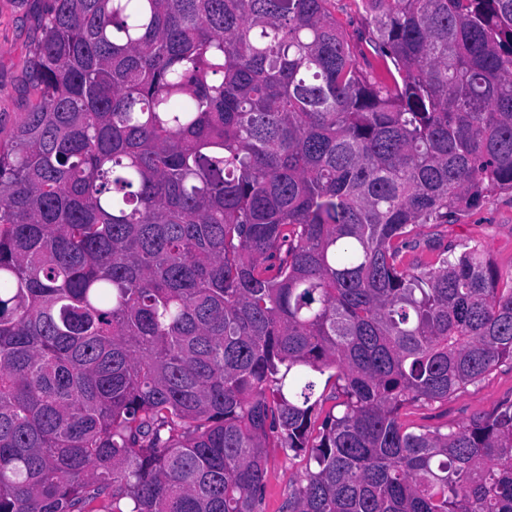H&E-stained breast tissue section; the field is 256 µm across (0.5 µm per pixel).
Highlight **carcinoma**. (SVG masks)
I'll return each mask as SVG.
<instances>
[{
    "instance_id": "carcinoma-1",
    "label": "carcinoma",
    "mask_w": 512,
    "mask_h": 512,
    "mask_svg": "<svg viewBox=\"0 0 512 512\" xmlns=\"http://www.w3.org/2000/svg\"><path fill=\"white\" fill-rule=\"evenodd\" d=\"M50 0L0 127V512H512V0ZM335 400L336 412L322 413ZM336 8L335 15L336 19L341 23L343 29L347 32L353 45H358L355 40V33L357 29L361 27L362 16L357 11L354 2L352 0H335ZM416 233L419 246L411 254L434 260L449 241L464 238L484 249L501 270H509L512 268V194L489 195L457 224L438 227L428 224ZM512 401V364L503 363L481 383L448 399L411 410L402 417L411 430L467 423L476 414L490 415ZM303 458L288 459L281 448H268L267 475L261 512H281L293 481L303 475Z\"/></svg>"
}]
</instances>
